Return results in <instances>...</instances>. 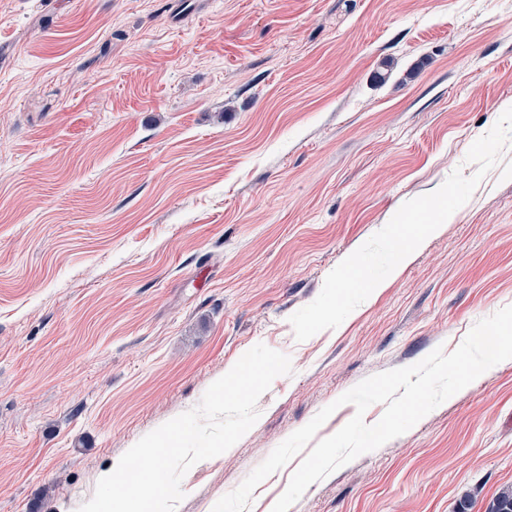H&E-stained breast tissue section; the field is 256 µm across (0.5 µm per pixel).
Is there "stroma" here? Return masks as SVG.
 Segmentation results:
<instances>
[{
    "label": "stroma",
    "mask_w": 512,
    "mask_h": 512,
    "mask_svg": "<svg viewBox=\"0 0 512 512\" xmlns=\"http://www.w3.org/2000/svg\"><path fill=\"white\" fill-rule=\"evenodd\" d=\"M512 107V0H0V512L98 475L256 344L293 372L184 476L212 512L365 378L512 306V142L337 328L290 316ZM512 485V361L289 512H455Z\"/></svg>",
    "instance_id": "35a3bbf8"
}]
</instances>
